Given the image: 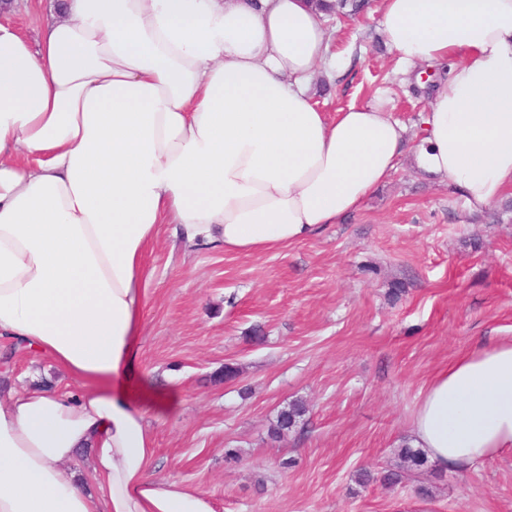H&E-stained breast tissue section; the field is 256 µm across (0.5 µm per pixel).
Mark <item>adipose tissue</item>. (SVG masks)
Masks as SVG:
<instances>
[{"label": "adipose tissue", "mask_w": 512, "mask_h": 512, "mask_svg": "<svg viewBox=\"0 0 512 512\" xmlns=\"http://www.w3.org/2000/svg\"><path fill=\"white\" fill-rule=\"evenodd\" d=\"M375 12L402 73L449 65L412 150L379 104L320 110L336 61L311 0H58L35 49L0 23V340L68 378L0 397V512H215L153 476L144 407L172 399L130 375L162 226L227 253L303 242L406 155L473 213L512 189V0ZM413 436L444 470L512 454V341L440 371Z\"/></svg>", "instance_id": "ef3b65f1"}]
</instances>
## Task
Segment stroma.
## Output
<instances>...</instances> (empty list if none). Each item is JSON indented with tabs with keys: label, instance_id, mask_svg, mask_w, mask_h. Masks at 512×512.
I'll list each match as a JSON object with an SVG mask.
<instances>
[{
	"label": "stroma",
	"instance_id": "35a3bbf8",
	"mask_svg": "<svg viewBox=\"0 0 512 512\" xmlns=\"http://www.w3.org/2000/svg\"><path fill=\"white\" fill-rule=\"evenodd\" d=\"M54 2L14 0L10 20L37 43ZM327 27L347 68L315 76L323 111L381 91L417 133L426 89L395 74L371 9L329 16ZM147 264L136 372L179 396L172 411H147L158 476L209 493L216 512H512L511 455L461 471L399 467L433 377L512 339V193L473 214L404 160L360 212L314 239L237 254L164 228ZM0 372L18 389L65 382L28 349L1 346ZM297 402L305 415L271 437ZM395 468L396 486L377 482ZM364 471L373 482L358 483Z\"/></svg>",
	"mask_w": 512,
	"mask_h": 512
}]
</instances>
